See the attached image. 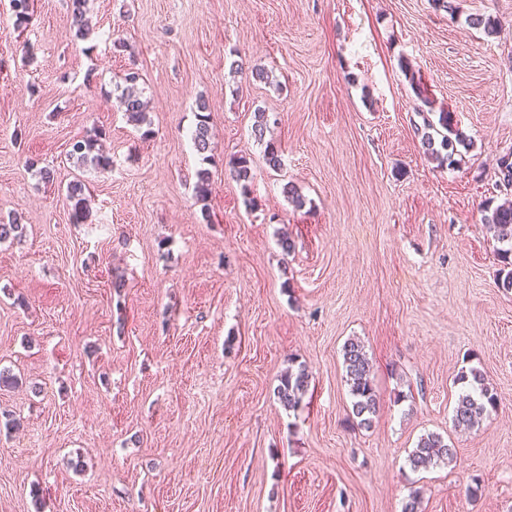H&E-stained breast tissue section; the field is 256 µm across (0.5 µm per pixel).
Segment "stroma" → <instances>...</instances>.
Segmentation results:
<instances>
[{
	"label": "stroma",
	"mask_w": 512,
	"mask_h": 512,
	"mask_svg": "<svg viewBox=\"0 0 512 512\" xmlns=\"http://www.w3.org/2000/svg\"><path fill=\"white\" fill-rule=\"evenodd\" d=\"M454 4L89 0L80 40L68 0H34L23 28L0 0V221L26 227L0 242V368L22 380L0 391L18 421L0 425V512H401L415 490L421 512H512V290L482 222L505 199L496 160L512 149V0ZM404 59L472 141L454 166L421 149ZM130 71L147 136L117 101ZM201 99L207 163L190 140ZM260 109L277 172L251 132ZM93 130L105 172L69 158ZM240 155L253 209L226 175ZM77 176L85 224L65 201ZM353 336L379 399L368 429L345 382ZM301 364L310 387L288 411L274 390ZM469 367L500 403L457 433ZM429 432L456 456L412 471ZM88 193L89 189L80 177H76L66 187L65 199L70 207L73 222L76 224L86 222L90 216Z\"/></svg>",
	"instance_id": "obj_1"
}]
</instances>
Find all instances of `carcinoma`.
<instances>
[{
	"label": "carcinoma",
	"instance_id": "obj_1",
	"mask_svg": "<svg viewBox=\"0 0 512 512\" xmlns=\"http://www.w3.org/2000/svg\"><path fill=\"white\" fill-rule=\"evenodd\" d=\"M72 24L76 28V35L82 39L89 34L86 24V0H69ZM139 73L131 71L125 75V85L121 87L118 102L127 121L140 129L148 124V118L141 90L138 87ZM197 109L201 112L193 133L195 150L204 154L210 148V126L208 105L200 100ZM256 121L252 127L254 137L259 142H265L263 160L271 170H278L282 158L278 147L272 141L265 140L268 119L265 111L259 109L255 115ZM421 135V144L425 153L437 160L440 164L454 165V155L458 147L468 148L466 135L459 131L453 113L441 111L437 121L425 117L423 127L417 130ZM101 133L96 132L74 143L70 159L79 169L91 167L105 170L111 166L110 157L103 153L99 147ZM229 174L240 186L245 203L256 207V201L250 197L251 182L253 179L252 161L239 156L230 160ZM498 186L505 191H512V151L499 157L497 162ZM89 189L84 180L77 177L66 187L65 199L71 210L73 222L84 223L90 216ZM196 202L206 204L211 194V178L209 170L203 168L196 172L194 185ZM483 224L486 225L493 247L502 258H512V200H505L494 208H485ZM343 367L346 384L351 397V415L357 426L369 428L374 417L379 412V401L373 387L372 366L365 351L363 343L356 338H349L342 347ZM458 381L464 384V390L458 395L452 409L451 422L456 429L469 430L496 410L499 399L497 393L486 382L484 373L471 367L460 372ZM310 383L309 372L303 365L297 369H288L281 377L275 390L280 404L289 411H296L308 392ZM456 449L445 441L443 436L434 433L423 435L416 447L408 455V462L414 471L425 469L440 463L448 464L453 461Z\"/></svg>",
	"mask_w": 512,
	"mask_h": 512
}]
</instances>
